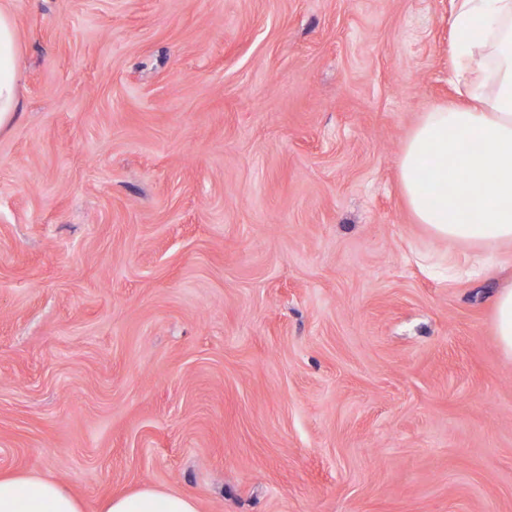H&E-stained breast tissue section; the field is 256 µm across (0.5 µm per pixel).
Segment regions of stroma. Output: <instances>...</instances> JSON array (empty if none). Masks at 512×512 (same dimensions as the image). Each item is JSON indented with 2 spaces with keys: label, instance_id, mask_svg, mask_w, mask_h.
<instances>
[{
  "label": "stroma",
  "instance_id": "stroma-1",
  "mask_svg": "<svg viewBox=\"0 0 512 512\" xmlns=\"http://www.w3.org/2000/svg\"><path fill=\"white\" fill-rule=\"evenodd\" d=\"M0 472L100 512H512V361L399 157L454 0H0ZM19 52L16 18L0 6V130L11 126L18 115ZM100 512H200L199 502L178 491L144 487L140 490L110 495Z\"/></svg>",
  "mask_w": 512,
  "mask_h": 512
}]
</instances>
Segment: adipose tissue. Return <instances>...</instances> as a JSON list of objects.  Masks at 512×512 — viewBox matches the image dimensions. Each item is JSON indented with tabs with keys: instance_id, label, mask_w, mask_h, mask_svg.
I'll use <instances>...</instances> for the list:
<instances>
[{
	"instance_id": "adipose-tissue-1",
	"label": "adipose tissue",
	"mask_w": 512,
	"mask_h": 512,
	"mask_svg": "<svg viewBox=\"0 0 512 512\" xmlns=\"http://www.w3.org/2000/svg\"><path fill=\"white\" fill-rule=\"evenodd\" d=\"M451 80L465 103L425 113L399 159L403 197L417 223L479 265L512 244V0H456ZM18 24L0 7V130L19 109ZM0 512H83L58 482L0 475ZM100 512H200L193 496L154 487L107 497Z\"/></svg>"
}]
</instances>
